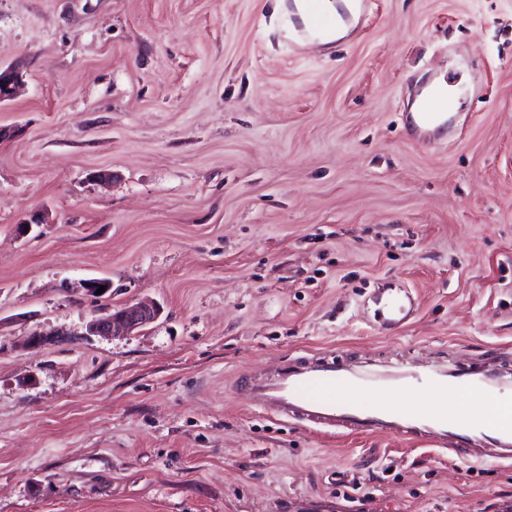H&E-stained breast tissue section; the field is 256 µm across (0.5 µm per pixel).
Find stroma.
<instances>
[{
	"instance_id": "1",
	"label": "stroma",
	"mask_w": 512,
	"mask_h": 512,
	"mask_svg": "<svg viewBox=\"0 0 512 512\" xmlns=\"http://www.w3.org/2000/svg\"><path fill=\"white\" fill-rule=\"evenodd\" d=\"M0 67V512H512V463L229 390L326 349L512 373V0H370L327 45L274 0H0ZM429 76L440 148L402 133ZM379 283L417 302L392 332ZM160 308L154 302H141L95 316L87 322L90 334L99 336L115 335L116 333H131L158 318Z\"/></svg>"
}]
</instances>
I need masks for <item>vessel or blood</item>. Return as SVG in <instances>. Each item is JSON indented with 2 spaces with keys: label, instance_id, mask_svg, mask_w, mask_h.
<instances>
[{
  "label": "vessel or blood",
  "instance_id": "obj_1",
  "mask_svg": "<svg viewBox=\"0 0 512 512\" xmlns=\"http://www.w3.org/2000/svg\"><path fill=\"white\" fill-rule=\"evenodd\" d=\"M366 0H351L335 16L321 12L318 0H304L305 20L299 37L313 38L332 28L350 27ZM448 98L432 91L417 111L403 115L407 138L437 147L456 127ZM382 306V327L405 324L412 312L410 296L375 289ZM264 408L287 421L348 434H388L401 439H428L457 457L477 461L512 460V380L490 369L445 363L365 364L339 361L325 351L287 360L271 371L245 370L234 382ZM482 399L488 414L474 416L446 408L449 392Z\"/></svg>",
  "mask_w": 512,
  "mask_h": 512
}]
</instances>
